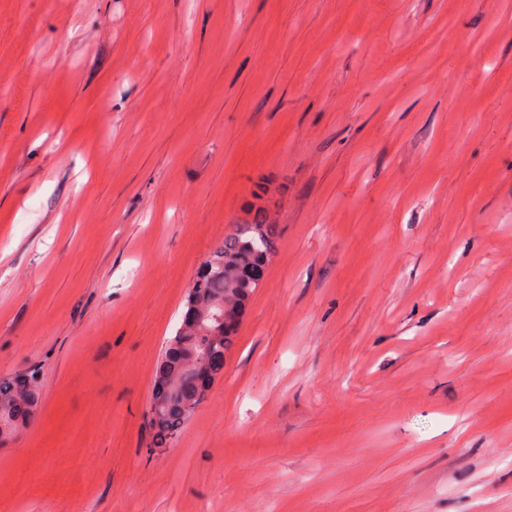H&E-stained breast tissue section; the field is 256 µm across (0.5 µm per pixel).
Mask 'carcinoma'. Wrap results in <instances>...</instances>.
Listing matches in <instances>:
<instances>
[{"mask_svg":"<svg viewBox=\"0 0 512 512\" xmlns=\"http://www.w3.org/2000/svg\"><path fill=\"white\" fill-rule=\"evenodd\" d=\"M275 237V227L259 210L253 221L236 225L224 236L203 262L182 315L201 304L213 318L200 330L181 321L166 343L157 371L168 376L170 392L167 410L157 419L149 418L154 445L171 441L206 398L194 375V362L210 356L212 376L224 371V358L235 343L246 302L263 278ZM36 378L33 371L0 378V442L33 417L39 402Z\"/></svg>","mask_w":512,"mask_h":512,"instance_id":"cac0c4a2","label":"carcinoma"}]
</instances>
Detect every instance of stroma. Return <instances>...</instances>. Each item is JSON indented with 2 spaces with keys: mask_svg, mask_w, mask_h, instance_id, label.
Here are the masks:
<instances>
[{
  "mask_svg": "<svg viewBox=\"0 0 512 512\" xmlns=\"http://www.w3.org/2000/svg\"><path fill=\"white\" fill-rule=\"evenodd\" d=\"M275 248L174 443L195 275ZM0 512H512V0H0ZM37 374H20L0 378V442L6 441L12 430L29 421L37 408L39 392L36 385Z\"/></svg>",
  "mask_w": 512,
  "mask_h": 512,
  "instance_id": "stroma-1",
  "label": "stroma"
}]
</instances>
